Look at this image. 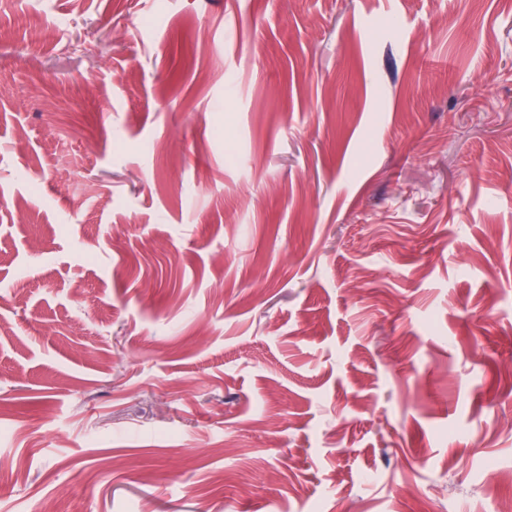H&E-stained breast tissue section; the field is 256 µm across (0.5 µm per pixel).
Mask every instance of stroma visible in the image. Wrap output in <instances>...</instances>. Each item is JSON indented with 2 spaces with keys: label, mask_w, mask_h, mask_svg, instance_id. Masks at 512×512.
<instances>
[{
  "label": "stroma",
  "mask_w": 512,
  "mask_h": 512,
  "mask_svg": "<svg viewBox=\"0 0 512 512\" xmlns=\"http://www.w3.org/2000/svg\"><path fill=\"white\" fill-rule=\"evenodd\" d=\"M52 488L512 500V0H0V512Z\"/></svg>",
  "instance_id": "obj_1"
}]
</instances>
